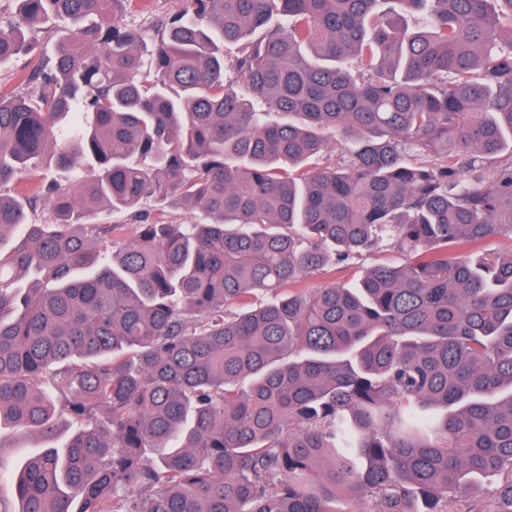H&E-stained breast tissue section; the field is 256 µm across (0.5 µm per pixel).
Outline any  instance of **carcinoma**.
Returning <instances> with one entry per match:
<instances>
[{
	"label": "carcinoma",
	"mask_w": 512,
	"mask_h": 512,
	"mask_svg": "<svg viewBox=\"0 0 512 512\" xmlns=\"http://www.w3.org/2000/svg\"><path fill=\"white\" fill-rule=\"evenodd\" d=\"M20 2L0 69L57 38L0 93V458L36 448L0 512H512V0H182L151 35L147 0ZM53 166L86 174L4 191ZM37 51L20 58L13 66L0 69V92L27 93L31 89L20 83V76L35 67L42 59L52 55L56 33L51 29H40L29 35ZM166 219H172L181 224H207L208 218L200 211L187 207L167 205L164 208ZM404 253L397 247H394L389 241L384 240L381 242L376 252L365 255L361 260L357 261L354 268L347 271L336 273V279L342 277V281L345 283L355 282L361 271L369 266L377 264L379 262H388L394 265H401L404 263Z\"/></svg>",
	"instance_id": "1"
}]
</instances>
